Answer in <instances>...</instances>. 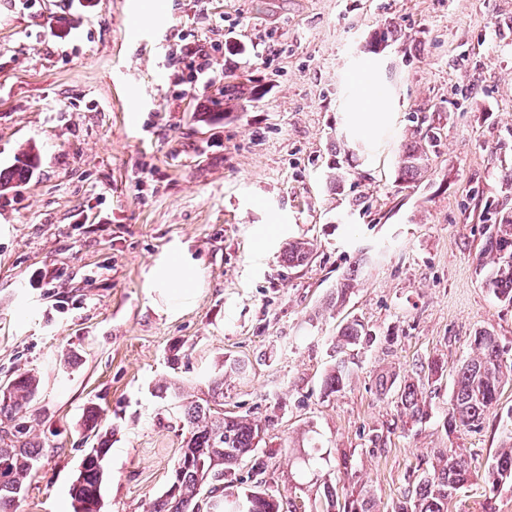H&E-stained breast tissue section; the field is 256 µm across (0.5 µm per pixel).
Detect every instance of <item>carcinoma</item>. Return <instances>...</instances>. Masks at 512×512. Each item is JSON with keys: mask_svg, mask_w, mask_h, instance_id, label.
I'll list each match as a JSON object with an SVG mask.
<instances>
[{"mask_svg": "<svg viewBox=\"0 0 512 512\" xmlns=\"http://www.w3.org/2000/svg\"><path fill=\"white\" fill-rule=\"evenodd\" d=\"M262 97L256 87L224 83V106ZM435 135L430 130L414 132L403 144L398 178L407 182L421 177ZM38 153L30 148L11 165L0 169V191L28 181L36 167ZM480 255L490 258L486 286L494 296L512 305V212H503L499 221L486 227ZM311 243L292 241L284 253L288 267H298L310 259ZM354 270L336 283L329 305H343L357 284ZM372 340L371 331L358 321H349L338 330L333 352L336 361L326 373L322 388L326 395L341 392L348 384L350 368L343 354ZM475 357L458 370L449 402L448 434L481 425L486 412L498 400L504 382L512 379V364L504 359L498 338L489 332L474 336ZM40 378L26 371L8 380V398H0V512H18L32 479L40 468L43 449L30 440V425L25 414L39 394ZM419 386L407 382L401 389V405L414 420L423 418ZM154 396L179 412L186 428L179 456L166 490L150 500L144 512H242L239 503L250 500L251 512H281L280 501L262 488L267 463L260 456L262 435L272 420L262 422L248 415L224 412V368L210 380L207 396L196 395L179 382L162 383ZM83 425L91 447L85 450L79 474L71 489L73 512H101V488L107 477L106 461L110 439L101 432V414L96 405L84 411ZM435 462L417 474L406 501L395 512H449L459 494L479 477L463 449L449 446L434 453ZM251 459L252 486L243 487L238 468ZM488 478L501 485L512 482V442L494 455ZM324 508L321 512H375L373 495L352 479L332 483L324 481Z\"/></svg>", "mask_w": 512, "mask_h": 512, "instance_id": "cac0c4a2", "label": "carcinoma"}]
</instances>
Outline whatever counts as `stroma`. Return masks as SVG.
Wrapping results in <instances>:
<instances>
[{"instance_id": "obj_1", "label": "stroma", "mask_w": 512, "mask_h": 512, "mask_svg": "<svg viewBox=\"0 0 512 512\" xmlns=\"http://www.w3.org/2000/svg\"><path fill=\"white\" fill-rule=\"evenodd\" d=\"M366 65L394 118L363 138L344 106ZM228 75L262 98L225 110ZM423 125L438 138L427 171L400 181ZM31 145L34 175L0 193V380L41 379L27 419L44 456L20 512H71L91 403L112 434L102 512H143L183 438L155 386H203L232 360L246 372L225 374L224 409L273 417L265 478L307 512L345 451L377 512L437 449L488 470L512 383L479 428L450 436L444 421L476 334L512 359V305L478 263L485 225L512 210V0H0V168ZM296 239L312 259L290 268ZM179 247L196 270L184 302L150 285ZM357 265L350 300L330 306ZM351 320L376 340L348 351L350 381L328 396L330 343ZM384 374L419 383L427 418L379 393ZM488 504L512 512V484L477 481L451 510Z\"/></svg>"}]
</instances>
